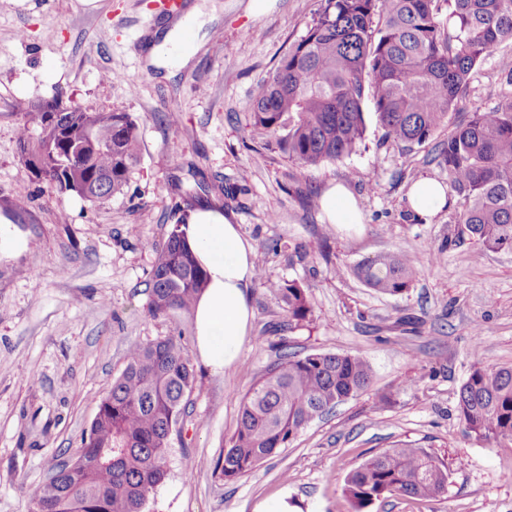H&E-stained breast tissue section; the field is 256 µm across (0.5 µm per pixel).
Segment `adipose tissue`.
<instances>
[{
	"mask_svg": "<svg viewBox=\"0 0 512 512\" xmlns=\"http://www.w3.org/2000/svg\"><path fill=\"white\" fill-rule=\"evenodd\" d=\"M208 20L197 4L184 17L159 28L148 44V63L170 67L171 51L183 30L203 27ZM406 198L409 210L425 222L431 221L448 204L444 186L426 177L411 184ZM320 206L329 223L342 227L362 221L356 198L343 184L336 183L326 189ZM182 231L208 276L207 286L193 308L197 350L206 366L222 373L240 363L250 334L255 252L243 238L239 225L233 224L220 208L192 211Z\"/></svg>",
	"mask_w": 512,
	"mask_h": 512,
	"instance_id": "1",
	"label": "adipose tissue"
}]
</instances>
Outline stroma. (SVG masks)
<instances>
[{
  "mask_svg": "<svg viewBox=\"0 0 512 512\" xmlns=\"http://www.w3.org/2000/svg\"><path fill=\"white\" fill-rule=\"evenodd\" d=\"M216 5L186 66H148L145 23L156 0H0V217L25 245L0 248V512H32L30 493L71 459L130 346L182 337L196 381L172 437L168 476L148 512H255L288 495L300 512H355L347 474L397 443L426 449L448 468L434 499L388 496L364 512H512V441L465 436L457 395L475 364L512 366V249L484 250L457 222L456 193L431 223L408 211L411 182H447L441 143L466 110L495 105L512 45L470 75L463 109L429 140L385 139L366 112L365 140L335 163L305 169L249 139V107L324 0ZM224 32L214 42L215 29ZM60 97L86 111L135 121L140 161L121 192L94 206L32 176L18 161L27 107ZM335 183L356 197L362 224L328 223L320 196ZM208 186L276 281L307 290L313 318L286 330V312L251 289L252 332L241 363L213 373L198 356L194 324L148 313L156 251L187 194ZM28 200L19 208L16 197ZM277 253H270V246ZM382 252L419 262L412 288L385 296L354 274ZM363 356L373 383L316 420L251 474L227 482L215 464L236 429L241 397L281 349ZM416 379L414 389L403 388ZM390 402L382 406L379 394ZM290 481H282V473Z\"/></svg>",
  "mask_w": 512,
  "mask_h": 512,
  "instance_id": "obj_1",
  "label": "stroma"
}]
</instances>
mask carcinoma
<instances>
[{
    "label": "carcinoma",
    "mask_w": 512,
    "mask_h": 512,
    "mask_svg": "<svg viewBox=\"0 0 512 512\" xmlns=\"http://www.w3.org/2000/svg\"><path fill=\"white\" fill-rule=\"evenodd\" d=\"M512 42V0H324L305 35L258 87L249 112L253 134H287L276 148L306 169L356 151L371 102L386 138L422 144L459 110L469 74L502 42ZM469 112L440 156L460 197L458 223L484 249H512V94ZM19 162L39 157L42 174L66 191L95 198L128 184L139 162L137 126L126 112H68L60 129L47 113H23ZM180 217L157 250L149 283L154 317L189 316L206 272L181 230ZM368 287L396 296L418 274L408 254L383 253L359 263ZM258 282L288 312V324L310 321L306 289ZM196 373L182 338L165 337L129 351L121 374L101 400L77 456L54 467L32 493L33 512H146L167 475L166 458ZM372 370L358 355L282 353L241 400L237 427L217 462L224 481L255 471L312 421L370 388ZM465 435L512 441V366H473L458 393ZM448 486V468L427 450L397 444L345 478L357 509L386 495L432 499Z\"/></svg>",
    "instance_id": "obj_1"
}]
</instances>
